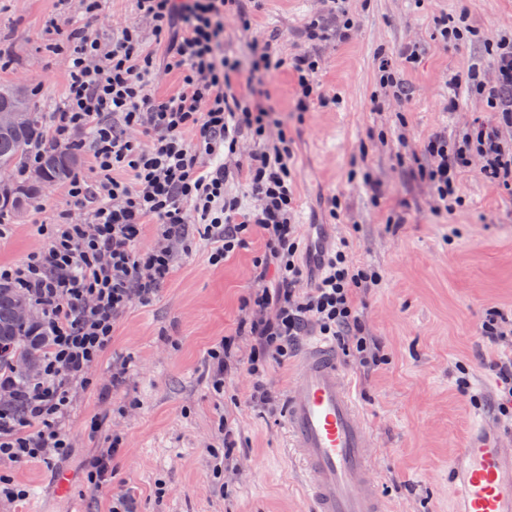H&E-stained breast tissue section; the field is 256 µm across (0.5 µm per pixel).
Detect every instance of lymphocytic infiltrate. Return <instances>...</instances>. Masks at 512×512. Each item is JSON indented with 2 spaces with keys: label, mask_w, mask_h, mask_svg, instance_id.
<instances>
[{
  "label": "lymphocytic infiltrate",
  "mask_w": 512,
  "mask_h": 512,
  "mask_svg": "<svg viewBox=\"0 0 512 512\" xmlns=\"http://www.w3.org/2000/svg\"><path fill=\"white\" fill-rule=\"evenodd\" d=\"M137 7L166 45L163 60L146 49L135 25L109 42L70 18L51 20L46 28L47 48L65 51L68 73L49 137L60 144L86 135L94 180L74 178L65 193L92 206L83 219L67 215L39 225L44 244L23 262L0 266V281L18 288L37 310L47 343L22 406L9 404L13 391L0 381L1 460L67 456L72 443L62 428L76 391L92 385L91 370L122 315L134 303L152 302L169 280L174 246L184 243L190 222L213 240L216 263L244 249L253 232L265 238L254 269L260 288L244 299L251 315L240 324L253 342L252 401L271 403L267 361L286 360L311 325L341 341L361 364L381 360L380 345L368 335L353 300L355 290L377 286V273L353 266L340 249L316 261L301 250L288 136L265 144L268 129L278 123L275 112L240 93L238 68L224 56V15L238 10L239 0H137ZM258 59L267 75L291 68L302 89L296 109L307 111L315 59L301 53L288 61L266 47ZM488 70L493 80H484ZM161 71L181 74L180 92L154 93ZM465 78L512 121V37L501 38L491 60L474 64ZM246 133L261 146L248 156L246 185L257 205L245 211L224 193L227 168L208 160L235 154ZM423 154L431 163L418 172L428 180L437 209L452 210L458 176L475 155L483 177L512 185V151L504 149L497 128L474 129L458 144L433 136ZM149 224L157 235L143 249L139 242Z\"/></svg>",
  "instance_id": "1"
}]
</instances>
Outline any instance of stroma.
Segmentation results:
<instances>
[{"mask_svg": "<svg viewBox=\"0 0 512 512\" xmlns=\"http://www.w3.org/2000/svg\"><path fill=\"white\" fill-rule=\"evenodd\" d=\"M252 18L244 32L224 19V52L251 69V39L271 40L283 58L306 51L318 61L313 80L335 106L295 108L296 77L269 80L277 111L295 152L300 225H325L332 245L347 242L353 264L381 275L377 288L354 301L386 354L362 367L343 355L360 407L376 437L374 458L390 512H451V457L469 432L471 417L512 448V421L497 411L492 362L512 358V190L486 180L473 161L456 182L458 202L436 212L412 155L430 137L459 139L474 127L498 128L512 148V126L469 86L449 93L448 79L487 62L501 36L512 34V0H346L356 27L338 40L335 17L323 18L319 38L308 29L319 0H240ZM466 13L476 31L457 44L437 38V22ZM82 15L79 0H0V82L27 87L43 110L60 102L67 85L65 56L46 51L51 19ZM105 41L140 23L136 0H102L87 18ZM414 50V62L403 58ZM388 63L408 92L405 101L381 89L377 73ZM456 108H449V97ZM337 198L336 212L327 201ZM83 206L60 189L39 194L8 217L0 238V265L20 263L39 248L37 229ZM192 249L178 254L171 280L149 305L133 304L119 321L94 383L74 401L65 433L74 443L55 464L0 461V476L26 497L0 503V512H112L129 498L133 512H311L303 477L284 446L285 392L293 362L270 363L266 382L275 396L262 408L250 401L244 363L248 337L237 329L242 300L256 287L253 263L265 246L253 234L245 249L212 264L203 228L188 225ZM511 334L497 345L480 337L488 310ZM235 339L238 369L214 392L207 355L224 337ZM131 355L124 382L113 384V357ZM107 416L101 432L88 424ZM232 428L234 448L224 446ZM118 440L112 482L94 488L89 462ZM72 474L69 493L56 476Z\"/></svg>", "mask_w": 512, "mask_h": 512, "instance_id": "stroma-1", "label": "stroma"}]
</instances>
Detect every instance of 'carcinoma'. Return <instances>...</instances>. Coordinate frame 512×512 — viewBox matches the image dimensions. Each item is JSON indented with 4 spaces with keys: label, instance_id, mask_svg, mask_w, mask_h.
Listing matches in <instances>:
<instances>
[{
    "label": "carcinoma",
    "instance_id": "1",
    "mask_svg": "<svg viewBox=\"0 0 512 512\" xmlns=\"http://www.w3.org/2000/svg\"><path fill=\"white\" fill-rule=\"evenodd\" d=\"M22 107L29 112L30 120L21 129L0 128V168L11 172L23 168L31 151L42 147L45 153L42 170L35 176L34 182L16 196L3 188L0 190V219L7 213L20 210L23 200L39 191L42 179L61 182L69 179L79 163V157L73 148L62 149L48 141V116L44 110L32 102L28 90L20 95L12 93V85L0 83V109ZM24 301L18 289L0 284V370L8 371L12 365L21 362L28 370L36 369L42 359L46 346L33 343L31 324L22 315Z\"/></svg>",
    "mask_w": 512,
    "mask_h": 512
}]
</instances>
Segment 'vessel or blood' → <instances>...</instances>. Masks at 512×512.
Masks as SVG:
<instances>
[{"mask_svg": "<svg viewBox=\"0 0 512 512\" xmlns=\"http://www.w3.org/2000/svg\"><path fill=\"white\" fill-rule=\"evenodd\" d=\"M285 425L313 512H386L373 474L372 432L335 344L324 337H310L303 347ZM483 430L475 424L461 451L458 512H512V450Z\"/></svg>", "mask_w": 512, "mask_h": 512, "instance_id": "obj_1", "label": "vessel or blood"}]
</instances>
